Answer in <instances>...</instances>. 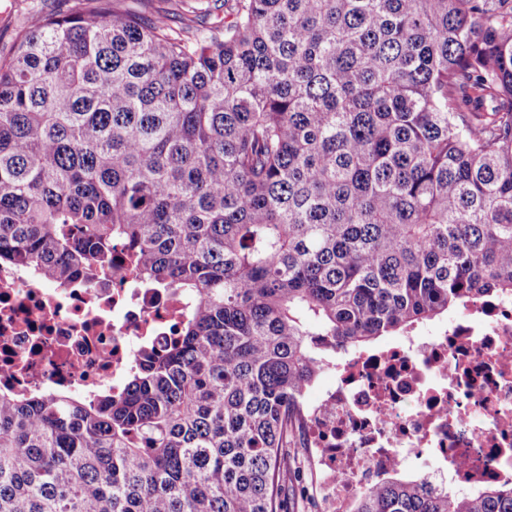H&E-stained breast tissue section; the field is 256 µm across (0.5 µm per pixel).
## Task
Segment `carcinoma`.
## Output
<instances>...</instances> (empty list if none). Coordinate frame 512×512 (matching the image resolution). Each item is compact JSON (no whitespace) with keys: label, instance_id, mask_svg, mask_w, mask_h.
Segmentation results:
<instances>
[{"label":"carcinoma","instance_id":"obj_1","mask_svg":"<svg viewBox=\"0 0 512 512\" xmlns=\"http://www.w3.org/2000/svg\"><path fill=\"white\" fill-rule=\"evenodd\" d=\"M0 56V263L189 299L114 393L0 392V512H292L337 352L512 296V0H145ZM356 512H512L399 472ZM145 5L148 15L160 10L167 11L175 28L181 26L182 19L185 22L192 19L190 24L198 28L224 22V0H152L146 1Z\"/></svg>","mask_w":512,"mask_h":512}]
</instances>
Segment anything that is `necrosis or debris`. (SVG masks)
<instances>
[{"label":"necrosis or debris","instance_id":"4bbe7bcc","mask_svg":"<svg viewBox=\"0 0 512 512\" xmlns=\"http://www.w3.org/2000/svg\"><path fill=\"white\" fill-rule=\"evenodd\" d=\"M186 305L115 271L63 288L0 265V388L112 387L143 337L164 341ZM335 383L304 404L306 465L320 512H354L393 469L433 452V489H512V299L467 302L435 329L339 353Z\"/></svg>","mask_w":512,"mask_h":512}]
</instances>
